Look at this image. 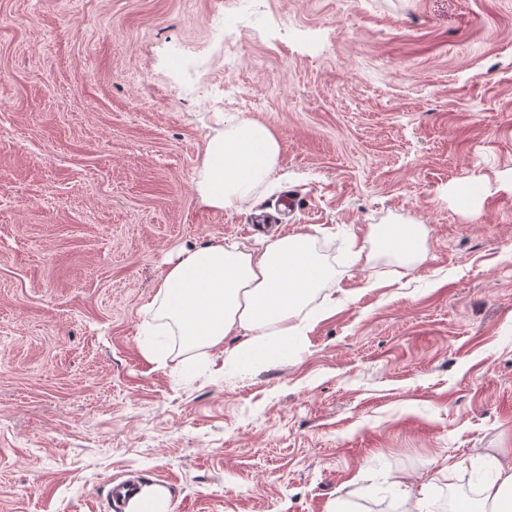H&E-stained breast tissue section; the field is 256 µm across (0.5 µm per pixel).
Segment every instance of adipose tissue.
Returning <instances> with one entry per match:
<instances>
[{
	"label": "adipose tissue",
	"instance_id": "obj_1",
	"mask_svg": "<svg viewBox=\"0 0 512 512\" xmlns=\"http://www.w3.org/2000/svg\"><path fill=\"white\" fill-rule=\"evenodd\" d=\"M195 176L203 206L214 211L237 207L269 181L280 144L266 125L217 115ZM313 236L297 232L264 238L261 247L214 239L181 250L166 262L150 303L157 317L189 348L220 349L236 338L228 357L274 363L305 336L301 316L307 301L334 272L312 247ZM398 262L422 250L418 225L395 224L376 239ZM494 473L472 512H503L512 500V457H488Z\"/></svg>",
	"mask_w": 512,
	"mask_h": 512
}]
</instances>
